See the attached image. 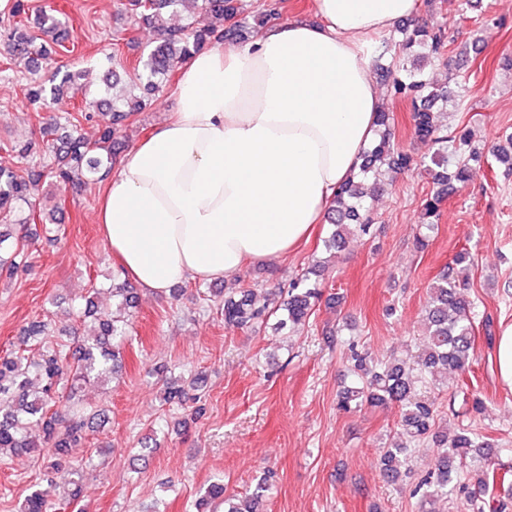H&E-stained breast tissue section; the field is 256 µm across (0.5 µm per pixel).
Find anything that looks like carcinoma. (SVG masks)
<instances>
[{
  "label": "carcinoma",
  "instance_id": "obj_1",
  "mask_svg": "<svg viewBox=\"0 0 512 512\" xmlns=\"http://www.w3.org/2000/svg\"><path fill=\"white\" fill-rule=\"evenodd\" d=\"M125 9L139 22L153 28L157 34L155 45L146 58L138 61L129 73L124 94L99 101L104 112L81 115L86 121H96L99 137L88 141L79 135L55 136L57 123L50 121L41 129L42 137H55L57 142L55 164L50 175L60 185L80 187L102 179L103 173L116 162L124 145L113 138V125L122 123L143 111L149 96L162 90L163 81L178 66L194 54L222 43H240L249 40L268 24L282 18L284 0H127ZM183 10L196 20L185 27H176L169 17ZM29 7L25 0H13L9 9L12 27L3 31L10 52L35 63L44 60L50 75L47 80L32 81L28 100L39 109L46 100L64 101L74 91L80 73L52 66L51 50L38 37L27 31ZM402 39L383 35L370 45L368 54L380 72V80L393 97L410 101L413 110L414 133L429 145L430 154L423 157L420 166L431 177L436 190L424 202V219L437 216L439 207L448 194V187L464 186L471 181L470 162L479 159L469 147L466 132L450 137L438 124L433 109L448 104L453 92L448 86L435 87L422 67L408 62L409 54L416 53L423 61H435L444 54L445 35L442 27L426 24L413 28H399ZM390 115L381 111L378 125L383 127L379 140L364 155L360 174L339 187L327 219L334 227L329 245L343 247L349 239L366 233L371 217L365 202L370 192L364 185L376 184L387 173L410 169L413 159L400 151L391 139ZM459 154L453 168H448L449 156ZM42 177L36 170L21 169L11 163H0V216L6 218L28 208L24 222L39 219L33 196ZM26 254L20 240L10 232L0 230V280L12 277L24 262ZM465 279L446 272L438 276L429 291L422 311L424 348L418 356L417 368H409L403 360L393 358L386 362L372 360L368 352L351 349V360L356 373V385L339 395L338 404L344 410L383 407L395 404L400 409L396 439L380 450L379 465L387 475L396 476L411 452V444L432 438L440 448L434 469L428 471L416 484L414 493L420 497L421 512L439 498L448 497L460 479L463 459L478 451L488 459L484 450L486 441L460 430L431 432L434 425V402L417 393L420 383L438 385L448 372H465L473 350L474 302L467 293ZM320 292L311 283L309 273L293 279L271 304H258L254 289L239 287L224 293L221 315L229 330L254 329L276 317L277 329L285 330L306 320ZM120 309L100 312L95 318L93 335L96 342L82 343L73 339L72 354L65 345L42 339L44 324L30 326L24 345H39V359L31 360L24 353H16L0 360V456L8 451L50 452L54 459L46 471L43 484L24 500L22 512H59L75 500L76 470L67 464L73 449L82 445L87 418L75 405V397L84 383L100 380L114 372L120 357L124 336ZM42 426L43 436L31 439L32 426ZM509 481V473L488 469L476 479L474 488L467 492L476 512H503L505 504L487 497L490 486ZM270 490L269 479L259 480L244 496L227 495L224 483L216 480L204 488L202 501L209 512H259L257 505Z\"/></svg>",
  "mask_w": 512,
  "mask_h": 512
}]
</instances>
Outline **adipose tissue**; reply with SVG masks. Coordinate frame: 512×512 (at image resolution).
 <instances>
[{
  "label": "adipose tissue",
  "mask_w": 512,
  "mask_h": 512,
  "mask_svg": "<svg viewBox=\"0 0 512 512\" xmlns=\"http://www.w3.org/2000/svg\"><path fill=\"white\" fill-rule=\"evenodd\" d=\"M421 0H315L183 65L176 110L103 179L96 222L122 276L149 292L287 256L357 172L382 108L366 36Z\"/></svg>",
  "instance_id": "ef3b65f1"
}]
</instances>
